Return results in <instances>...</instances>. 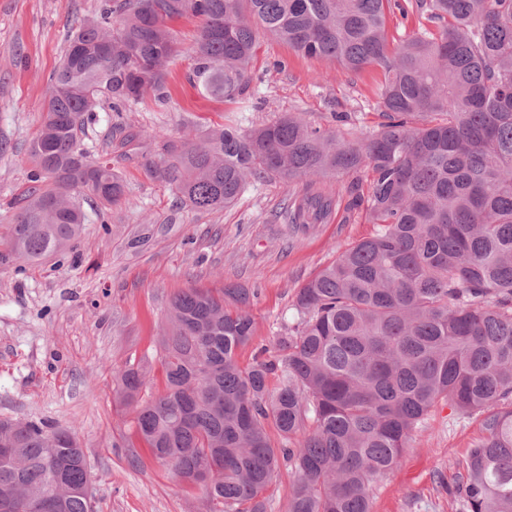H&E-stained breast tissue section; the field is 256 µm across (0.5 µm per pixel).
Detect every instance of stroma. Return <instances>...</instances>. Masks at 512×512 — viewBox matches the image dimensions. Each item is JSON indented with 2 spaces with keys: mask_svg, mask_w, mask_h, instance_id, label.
<instances>
[{
  "mask_svg": "<svg viewBox=\"0 0 512 512\" xmlns=\"http://www.w3.org/2000/svg\"><path fill=\"white\" fill-rule=\"evenodd\" d=\"M101 3L0 0V236L30 184L29 146L70 30ZM200 28L191 15L174 24L178 51L164 67L165 98L150 94L118 109L103 101L84 125L82 147L118 167L127 204L103 212L86 197L88 221L65 251L37 264L0 265V418L73 429L88 463L94 512H203L198 490L159 463L131 413L113 406L117 368L143 362L160 377L156 344L173 293L252 289L257 332L239 354L245 365L273 349L298 288L374 231L364 207L351 203L350 175L340 179L331 219L294 233L281 217L293 190L277 181L255 184L233 207L194 212L176 207L171 191L147 177L142 155L122 156L121 128L138 132L145 152L155 149L159 133L197 135L230 119L247 130L283 112L316 127L340 125L347 134L378 129L380 68L352 74L266 34L244 101L204 97L188 80ZM482 433L480 416L438 404L399 466L374 482L372 512H461L445 487L464 473Z\"/></svg>",
  "mask_w": 512,
  "mask_h": 512,
  "instance_id": "obj_1",
  "label": "stroma"
}]
</instances>
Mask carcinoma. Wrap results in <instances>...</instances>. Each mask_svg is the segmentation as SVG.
Listing matches in <instances>:
<instances>
[{"label":"carcinoma","mask_w":512,"mask_h":512,"mask_svg":"<svg viewBox=\"0 0 512 512\" xmlns=\"http://www.w3.org/2000/svg\"><path fill=\"white\" fill-rule=\"evenodd\" d=\"M389 0H104L80 20L50 78L33 139L30 182L0 245V264L37 263L67 247L87 216L127 202L108 160L79 132L102 100L131 107L163 89L177 52L170 23L202 19L189 80L236 101L253 80L259 32L350 72L374 64L384 122L370 136L321 130L293 112L242 130L162 141L148 177L194 211L234 205L266 179L287 186L364 170L376 232L296 293L274 352L240 366L256 332L250 291L184 288L158 339L163 391L140 397L150 371L114 375L141 438L181 481L201 486L208 512H268L285 463L286 512H371L372 484L395 469L440 402L483 416L457 495L462 512H512V0H404L436 25L389 42ZM330 184L288 203L299 230L331 215ZM276 378V385L270 379ZM279 434L271 444L267 426ZM0 510L39 495L48 512H92L78 492L88 466L74 432L0 420Z\"/></svg>","instance_id":"1"}]
</instances>
